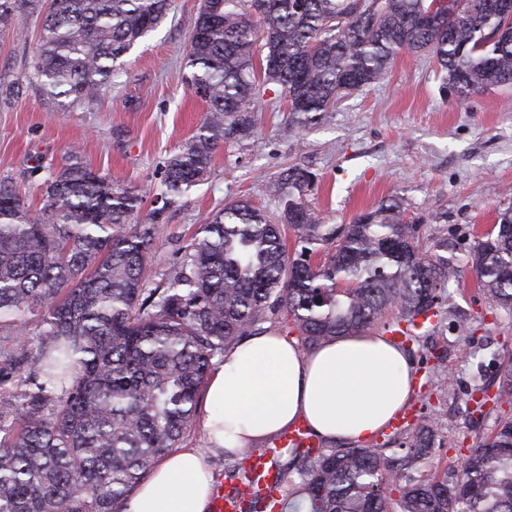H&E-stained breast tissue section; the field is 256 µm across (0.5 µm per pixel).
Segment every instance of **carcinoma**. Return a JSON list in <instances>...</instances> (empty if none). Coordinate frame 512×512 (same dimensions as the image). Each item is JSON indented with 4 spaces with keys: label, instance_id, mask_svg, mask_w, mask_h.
<instances>
[{
    "label": "carcinoma",
    "instance_id": "cac0c4a2",
    "mask_svg": "<svg viewBox=\"0 0 512 512\" xmlns=\"http://www.w3.org/2000/svg\"><path fill=\"white\" fill-rule=\"evenodd\" d=\"M201 0L185 55L191 91L208 105L196 133L163 167V205L138 219L149 192L109 180L73 149L29 205L0 180V512H122L157 459L192 425L209 371L247 336L278 324L300 350L364 331L392 309L406 342L417 319L442 321L452 259L422 249L416 225L388 199L348 224H321L305 200L315 175L298 166L273 183L280 223L246 199L212 213L169 271L152 264L158 225L209 173L214 154L250 135L266 85L303 130L346 94L384 80L402 51L427 53L459 100L512 86V0ZM171 0H0V25L46 10L22 84L91 102L122 58L166 18ZM277 58L280 66L268 67ZM295 233L288 247L286 228ZM482 291L512 310V207L471 254ZM436 384L448 387L432 354ZM496 406L512 407V362ZM422 418L382 446L303 448L272 462V492L240 493L241 512H512V416L497 415L454 480L416 477L435 445ZM264 449L224 451L238 470Z\"/></svg>",
    "mask_w": 512,
    "mask_h": 512
}]
</instances>
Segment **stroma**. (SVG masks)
<instances>
[{"label": "stroma", "mask_w": 512, "mask_h": 512, "mask_svg": "<svg viewBox=\"0 0 512 512\" xmlns=\"http://www.w3.org/2000/svg\"><path fill=\"white\" fill-rule=\"evenodd\" d=\"M201 0H173L167 17L134 45L124 71L92 103L45 96L35 86L0 104V178H10L29 204H39L34 167L59 166L67 151L112 181L143 190L159 187L163 165L203 123L207 105L185 83L184 57ZM40 19L21 16L0 30V84L22 79L36 51ZM250 137L219 148L204 181L166 209L155 239L153 266L163 271L210 212L238 199L277 213L269 190L278 172L297 164L316 175L306 200L325 224H346L381 200L401 199L419 226L420 242H448L457 282L438 327H423L411 344L415 396L378 443L429 419L436 444L421 461L422 476L454 470L476 434L490 433L494 417L472 419L467 395L470 328L496 361L485 384L497 391L502 361L512 358V314L479 291L470 252L512 204V88L489 87L458 101L441 90L437 64L424 53H403L383 82L341 98L335 109L302 134L289 130L288 102L269 91L256 101ZM445 348L450 386L438 391L423 360Z\"/></svg>", "instance_id": "1"}]
</instances>
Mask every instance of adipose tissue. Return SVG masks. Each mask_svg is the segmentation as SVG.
I'll use <instances>...</instances> for the list:
<instances>
[{"mask_svg": "<svg viewBox=\"0 0 512 512\" xmlns=\"http://www.w3.org/2000/svg\"><path fill=\"white\" fill-rule=\"evenodd\" d=\"M415 394L412 362L386 336L358 332L308 355L275 332L250 336L224 355L205 390L210 450L175 448L145 476L123 512H208L209 451H234L305 424L325 441L370 442Z\"/></svg>", "mask_w": 512, "mask_h": 512, "instance_id": "obj_1", "label": "adipose tissue"}]
</instances>
